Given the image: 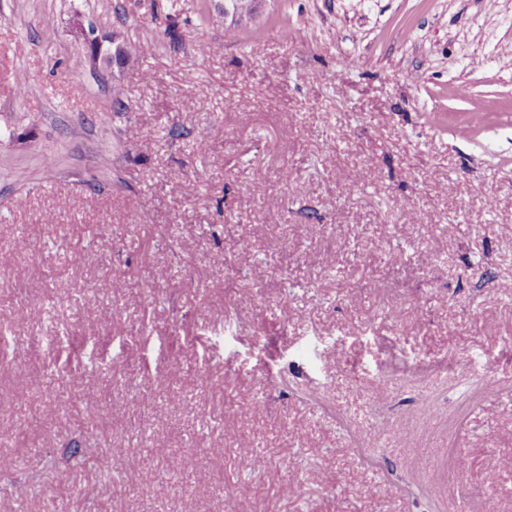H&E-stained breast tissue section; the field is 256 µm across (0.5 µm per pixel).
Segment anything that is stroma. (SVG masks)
Returning a JSON list of instances; mask_svg holds the SVG:
<instances>
[{
  "mask_svg": "<svg viewBox=\"0 0 512 512\" xmlns=\"http://www.w3.org/2000/svg\"><path fill=\"white\" fill-rule=\"evenodd\" d=\"M223 2L0 0V512H512V0ZM84 41L89 46L95 58H102L105 62H121L126 56V50L117 38H112V52L104 47V41L94 33V30L85 31Z\"/></svg>",
  "mask_w": 512,
  "mask_h": 512,
  "instance_id": "35a3bbf8",
  "label": "stroma"
}]
</instances>
